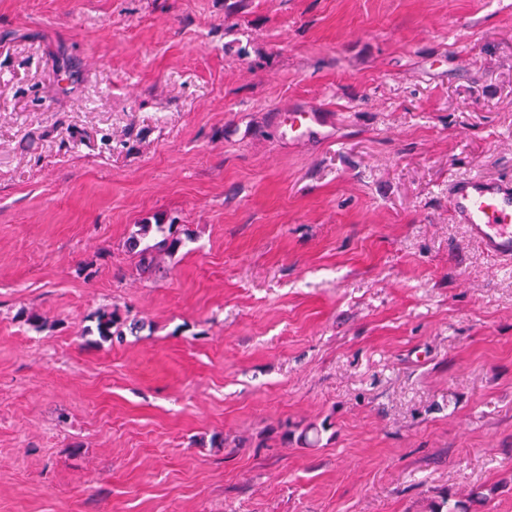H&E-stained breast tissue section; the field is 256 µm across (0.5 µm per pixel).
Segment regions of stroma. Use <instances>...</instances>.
<instances>
[{
	"label": "stroma",
	"mask_w": 512,
	"mask_h": 512,
	"mask_svg": "<svg viewBox=\"0 0 512 512\" xmlns=\"http://www.w3.org/2000/svg\"><path fill=\"white\" fill-rule=\"evenodd\" d=\"M476 172L512 177V0H0V512H512ZM323 116L319 112H289L283 123L282 137L292 139L310 138L318 134L316 126H321ZM154 220L155 224H138L139 229L126 241L129 251L138 257V265L143 272L157 268L159 256H172L184 245L183 239L174 230V224H163L158 218ZM151 232L150 239L145 241ZM95 331L101 341H112L114 337L121 342L126 336L123 327H125L132 336H135L141 330L144 324L137 319H131L127 325L128 319L122 320L114 311L102 310L95 314Z\"/></svg>",
	"instance_id": "35a3bbf8"
}]
</instances>
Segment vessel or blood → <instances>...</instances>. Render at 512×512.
<instances>
[{
    "label": "vessel or blood",
    "mask_w": 512,
    "mask_h": 512,
    "mask_svg": "<svg viewBox=\"0 0 512 512\" xmlns=\"http://www.w3.org/2000/svg\"><path fill=\"white\" fill-rule=\"evenodd\" d=\"M323 117L312 111L288 113L282 137L308 138ZM448 201L458 223L467 225L472 240L504 266L512 265V179L481 174L456 178L448 184Z\"/></svg>",
    "instance_id": "vessel-or-blood-1"
}]
</instances>
